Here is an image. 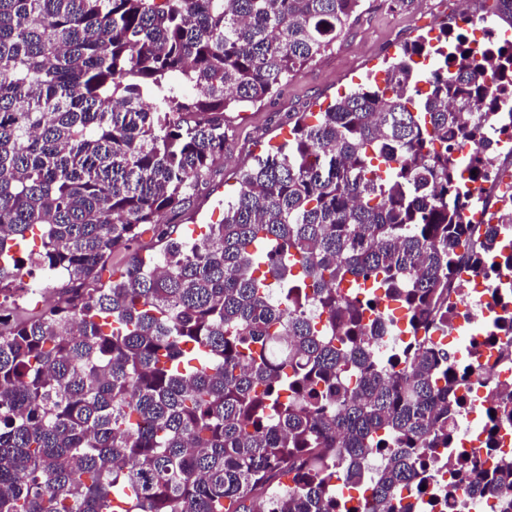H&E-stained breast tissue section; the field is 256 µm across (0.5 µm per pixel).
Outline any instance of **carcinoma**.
I'll use <instances>...</instances> for the list:
<instances>
[{
    "label": "carcinoma",
    "mask_w": 512,
    "mask_h": 512,
    "mask_svg": "<svg viewBox=\"0 0 512 512\" xmlns=\"http://www.w3.org/2000/svg\"><path fill=\"white\" fill-rule=\"evenodd\" d=\"M361 0H0V512H396L448 444L430 333L475 260L461 184L512 114V47L403 46L240 177L190 240L160 224ZM153 226L156 255L112 253ZM40 246L25 257L27 237ZM36 266L66 286L12 319ZM405 310L383 361L371 337ZM369 483L360 510L334 479ZM512 496V458L474 483ZM19 296H16V304L12 307V315L14 318L22 319L31 315L41 314L57 301V295L55 291L44 292L43 298L39 303L33 301L29 295L23 292H17Z\"/></svg>",
    "instance_id": "1"
}]
</instances>
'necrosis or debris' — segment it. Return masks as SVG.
I'll use <instances>...</instances> for the list:
<instances>
[{
	"label": "necrosis or debris",
	"instance_id": "4bbe7bcc",
	"mask_svg": "<svg viewBox=\"0 0 512 512\" xmlns=\"http://www.w3.org/2000/svg\"><path fill=\"white\" fill-rule=\"evenodd\" d=\"M466 189L474 239L493 242L478 267L459 272L448 294V325L431 334L456 353L448 445L438 451L426 490H402L401 512H512L506 498L472 492L462 469L474 461L488 473L512 457V221L504 217L512 210V177L491 166Z\"/></svg>",
	"mask_w": 512,
	"mask_h": 512
}]
</instances>
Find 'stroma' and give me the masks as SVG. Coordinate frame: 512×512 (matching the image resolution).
Returning <instances> with one entry per match:
<instances>
[{"label":"stroma","instance_id":"stroma-1","mask_svg":"<svg viewBox=\"0 0 512 512\" xmlns=\"http://www.w3.org/2000/svg\"><path fill=\"white\" fill-rule=\"evenodd\" d=\"M472 18L492 20L495 28L512 31V0H362L357 13L336 41L308 62L298 75L285 79L277 94L262 103L226 114L224 157L206 188L185 210L165 216L188 235L224 215V200L237 187L243 170L268 145L287 140L297 119L320 105L335 101L355 84L375 76L384 61L395 57L404 43L465 33L479 38L477 27L463 28L461 10Z\"/></svg>","mask_w":512,"mask_h":512}]
</instances>
